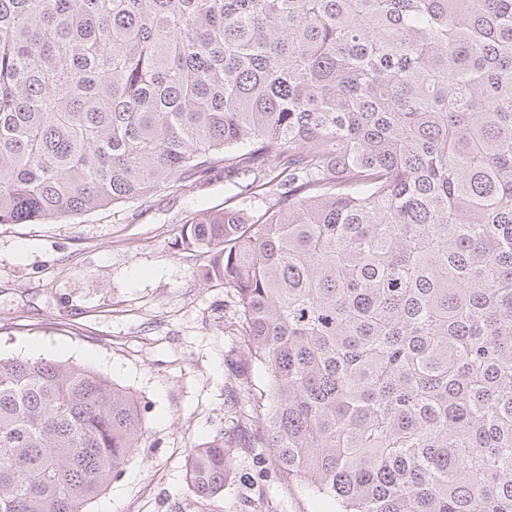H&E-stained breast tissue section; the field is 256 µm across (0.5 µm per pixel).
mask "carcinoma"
I'll use <instances>...</instances> for the list:
<instances>
[{
  "label": "carcinoma",
  "mask_w": 512,
  "mask_h": 512,
  "mask_svg": "<svg viewBox=\"0 0 512 512\" xmlns=\"http://www.w3.org/2000/svg\"><path fill=\"white\" fill-rule=\"evenodd\" d=\"M243 179L181 225L340 512H512V0H0V224ZM125 388L0 357V512H86ZM224 441L190 451L201 498Z\"/></svg>",
  "instance_id": "obj_1"
}]
</instances>
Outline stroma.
<instances>
[{
  "label": "stroma",
  "instance_id": "stroma-1",
  "mask_svg": "<svg viewBox=\"0 0 512 512\" xmlns=\"http://www.w3.org/2000/svg\"><path fill=\"white\" fill-rule=\"evenodd\" d=\"M235 181L215 171L188 192L50 224L0 225V356L86 365L125 387L145 427L138 448L87 512H338L282 480L243 411L260 413L268 377L242 339L232 292L198 278L175 247L194 213L223 207ZM225 439L223 491L188 486L192 448Z\"/></svg>",
  "mask_w": 512,
  "mask_h": 512
}]
</instances>
